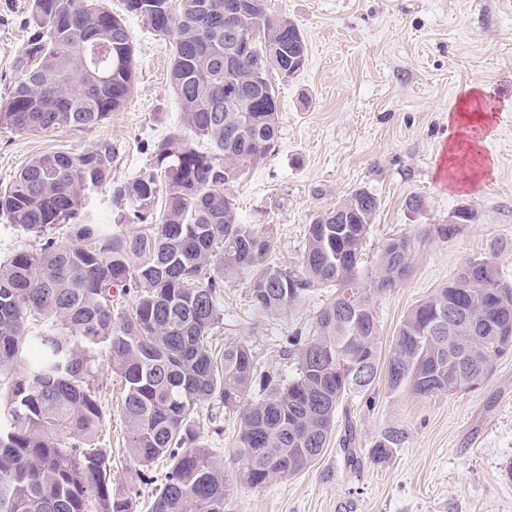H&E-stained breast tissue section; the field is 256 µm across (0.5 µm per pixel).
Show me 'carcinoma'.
Instances as JSON below:
<instances>
[{"label": "carcinoma", "instance_id": "obj_1", "mask_svg": "<svg viewBox=\"0 0 512 512\" xmlns=\"http://www.w3.org/2000/svg\"><path fill=\"white\" fill-rule=\"evenodd\" d=\"M200 0H124L172 46L170 87L202 152L173 135L130 181L112 184V149L94 145L32 159L0 193V212L40 247L0 261V512H136V483L166 461L151 512H224V467L201 441L204 404L240 411L238 478L251 487L308 468L326 447L339 404L385 374L392 391L452 395L481 385L512 352V285L491 257L471 261L409 310L381 359L376 301L411 270L414 237L387 239L367 265L363 243L379 202L356 189L309 225L301 266L270 262L271 241L239 220L231 188L264 161L276 113L251 83L258 71L296 73L306 45L267 0L230 21ZM34 32L0 105L19 132L98 126L122 107L135 47L106 0H33ZM260 29L224 84V27ZM233 98L237 111H224ZM110 192L112 223L81 214L82 198ZM451 239L475 215L460 206ZM135 225L130 232L127 225ZM246 279L253 306L287 309L321 284L336 295L312 335L289 340L295 373H257L252 349L228 339L223 280ZM124 383L121 414L132 464L112 486L103 435L99 356ZM263 398L251 402L254 384ZM216 422L215 413L208 415Z\"/></svg>", "mask_w": 512, "mask_h": 512}]
</instances>
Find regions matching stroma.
Masks as SVG:
<instances>
[{"instance_id": "1", "label": "stroma", "mask_w": 512, "mask_h": 512, "mask_svg": "<svg viewBox=\"0 0 512 512\" xmlns=\"http://www.w3.org/2000/svg\"><path fill=\"white\" fill-rule=\"evenodd\" d=\"M489 0H267L292 20L306 43L303 68L273 75L278 92L275 149L234 187L243 222L271 239L274 261L297 267L315 216L355 189L379 200L365 242L375 258L386 239L419 241L408 277L376 303L382 351L408 311L442 287L466 263L491 257L512 285V19ZM33 0H0V103L20 78L16 62L32 30ZM124 14L136 52V80L123 107L102 124L20 133L0 124V191L33 157L105 144L112 179L145 167L155 146L184 134L181 108L169 86L171 45L141 20ZM491 105V131L482 147L493 164L475 185H449L441 170L457 133L452 120L469 86ZM421 198L411 212L407 201ZM476 221L445 241L430 235L459 206ZM326 288H312L274 315L253 310L244 279L224 282L219 339L233 338L257 353L260 370L285 376L295 369L288 340L311 334ZM104 429L112 440V483H125L127 427L117 405L121 384L101 355ZM238 415L205 425L202 442L224 464V512H512V353L495 360L476 390L420 397L390 392L377 378L369 396L340 404L320 457L301 473L262 488L241 484L235 453ZM398 444L377 460L375 443Z\"/></svg>"}]
</instances>
